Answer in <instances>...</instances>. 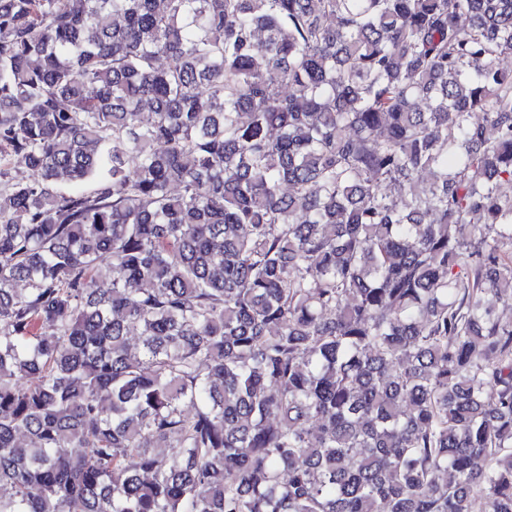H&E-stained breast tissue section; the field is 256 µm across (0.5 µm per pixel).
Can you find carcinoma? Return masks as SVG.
Masks as SVG:
<instances>
[{
  "mask_svg": "<svg viewBox=\"0 0 512 512\" xmlns=\"http://www.w3.org/2000/svg\"><path fill=\"white\" fill-rule=\"evenodd\" d=\"M505 55L512 0H0V512H512Z\"/></svg>",
  "mask_w": 512,
  "mask_h": 512,
  "instance_id": "1",
  "label": "carcinoma"
}]
</instances>
